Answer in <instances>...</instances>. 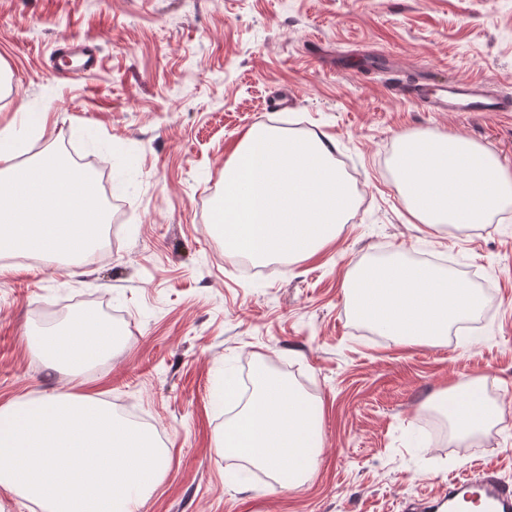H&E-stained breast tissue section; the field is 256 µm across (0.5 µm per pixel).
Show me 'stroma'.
<instances>
[{
  "mask_svg": "<svg viewBox=\"0 0 512 512\" xmlns=\"http://www.w3.org/2000/svg\"><path fill=\"white\" fill-rule=\"evenodd\" d=\"M99 63L57 70L61 36ZM512 97V0H0V127L50 108L30 153L73 151L112 182V248L0 270V406L42 394L124 399L162 431L169 462L138 512H407L454 473L512 485V206L492 223L429 227L390 160L400 136H462L512 170V112H431L377 62ZM334 142L357 202L338 238L286 269L232 273L208 220L251 127ZM427 255L487 297L440 346L401 345L353 315L357 266ZM90 312L124 341L79 375L28 334ZM266 363L319 407L322 449L301 486L220 456L230 407L212 397ZM477 379L502 413L455 442L430 402ZM432 428L425 447L413 432Z\"/></svg>",
  "mask_w": 512,
  "mask_h": 512,
  "instance_id": "35a3bbf8",
  "label": "stroma"
}]
</instances>
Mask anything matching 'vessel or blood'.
I'll return each instance as SVG.
<instances>
[{
  "label": "vessel or blood",
  "instance_id": "obj_1",
  "mask_svg": "<svg viewBox=\"0 0 512 512\" xmlns=\"http://www.w3.org/2000/svg\"><path fill=\"white\" fill-rule=\"evenodd\" d=\"M57 52L63 57L80 56L84 69H92L98 63V51L88 40L62 37ZM393 90L422 102L434 112H512V99L492 94L485 86L462 84L450 95H428L423 83L397 78ZM448 512H457L458 503L479 506L480 512H512V487L505 485L491 468L484 469L480 478H454L449 480L444 492Z\"/></svg>",
  "mask_w": 512,
  "mask_h": 512
}]
</instances>
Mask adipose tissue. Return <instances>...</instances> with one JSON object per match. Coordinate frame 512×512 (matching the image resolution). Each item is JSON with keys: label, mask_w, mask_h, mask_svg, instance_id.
<instances>
[{"label": "adipose tissue", "mask_w": 512, "mask_h": 512, "mask_svg": "<svg viewBox=\"0 0 512 512\" xmlns=\"http://www.w3.org/2000/svg\"><path fill=\"white\" fill-rule=\"evenodd\" d=\"M392 170L411 217L432 227L488 224L512 205V170L461 136H402ZM348 293L359 320L410 345L447 340L455 323L486 303L453 276L403 261L357 267ZM113 336L110 326L88 313L33 337L32 343L51 367L77 375L111 354ZM253 387L251 398L216 439L215 450L248 459L274 474L282 488H295L313 473L320 453L313 404L263 364L255 368ZM436 401L460 439L481 431L495 413L476 380L439 394Z\"/></svg>", "instance_id": "1"}]
</instances>
